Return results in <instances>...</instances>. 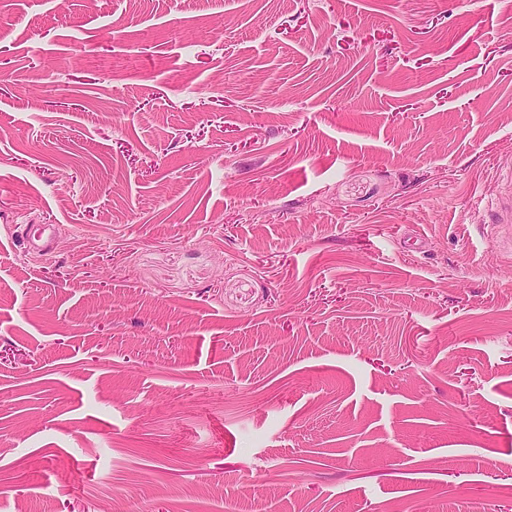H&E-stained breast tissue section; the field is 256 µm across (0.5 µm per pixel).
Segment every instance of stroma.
Returning a JSON list of instances; mask_svg holds the SVG:
<instances>
[{
  "mask_svg": "<svg viewBox=\"0 0 512 512\" xmlns=\"http://www.w3.org/2000/svg\"><path fill=\"white\" fill-rule=\"evenodd\" d=\"M509 168L512 0H0V512H512ZM501 183L504 186V192L495 202L490 203L492 213L491 225L496 229H507V235H502L500 231L495 232L493 242L498 246L512 247V170L501 175Z\"/></svg>",
  "mask_w": 512,
  "mask_h": 512,
  "instance_id": "35a3bbf8",
  "label": "stroma"
}]
</instances>
